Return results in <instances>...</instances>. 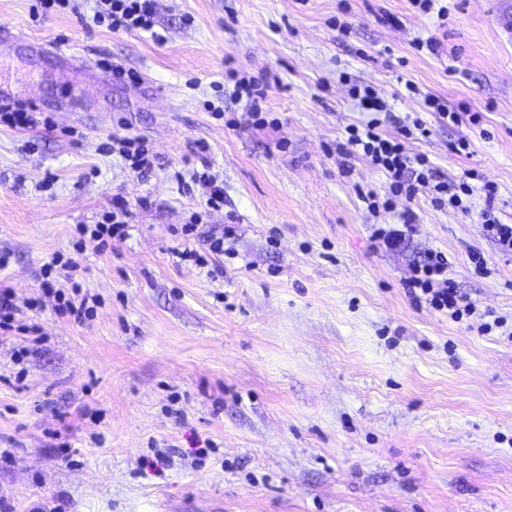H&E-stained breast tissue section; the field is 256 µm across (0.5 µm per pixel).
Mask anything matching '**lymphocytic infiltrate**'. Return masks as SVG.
<instances>
[{"mask_svg":"<svg viewBox=\"0 0 512 512\" xmlns=\"http://www.w3.org/2000/svg\"><path fill=\"white\" fill-rule=\"evenodd\" d=\"M91 10L94 23L105 25L114 33L151 34L155 31V0H94ZM349 95L369 112L370 118L364 124L347 127L346 141L337 147L336 153L342 158L361 156L385 175V192L369 189L360 191L359 196L370 213L394 212L402 222L398 228L391 224L375 225L372 233L375 242L390 249L399 247L405 227L414 224L417 218L411 204L419 193L425 192L437 209L476 213L485 236L499 250L512 253V224L503 223L497 214L495 183L486 181L481 187H474L473 182L479 177L475 170L448 176L434 167L427 155L411 154L408 150L410 141L428 138L429 128L419 118L396 115L389 101L371 85L350 83ZM101 150L119 155L137 174L151 171L157 160L140 136L113 140L102 145ZM478 191L484 195V205L480 208L474 202V194ZM128 215L125 203L116 202L114 211L104 223L82 225L80 233L97 241L99 248H109L127 236ZM450 265L447 253L426 251L414 264L405 286L415 307L445 313L453 321L460 322L473 317L477 308L449 278ZM80 272L81 264L77 259L60 254L41 269L43 291L54 296L55 313L78 321L93 317L98 305L96 297L83 292L78 282Z\"/></svg>","mask_w":512,"mask_h":512,"instance_id":"obj_1","label":"lymphocytic infiltrate"}]
</instances>
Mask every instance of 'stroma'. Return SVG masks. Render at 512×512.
<instances>
[{
	"instance_id": "obj_1",
	"label": "stroma",
	"mask_w": 512,
	"mask_h": 512,
	"mask_svg": "<svg viewBox=\"0 0 512 512\" xmlns=\"http://www.w3.org/2000/svg\"><path fill=\"white\" fill-rule=\"evenodd\" d=\"M36 4L0 0L16 35L0 44V92L50 119L0 123V284L36 301L22 319L47 332L19 363L22 331L0 330V512H512V340L415 308L404 287L424 251H443L478 311L512 321V254L424 192L402 247L377 248L374 223L397 218L373 217L356 188L386 179L336 158L367 119L346 72L426 121L413 153L496 183L512 224V0H447L444 26L411 0H159L158 41L96 26L87 0ZM432 35L441 55L414 49ZM232 69L269 76L279 128L230 98ZM409 82L480 124L442 123ZM134 134L158 156L142 176L99 150ZM462 136L466 155L450 149ZM206 164L224 183L217 210L172 178ZM117 195L152 205L111 251L85 241L94 317L55 316L43 264ZM196 221L210 236L235 225L232 255L178 261L175 230ZM473 249L490 276L471 273Z\"/></svg>"
}]
</instances>
